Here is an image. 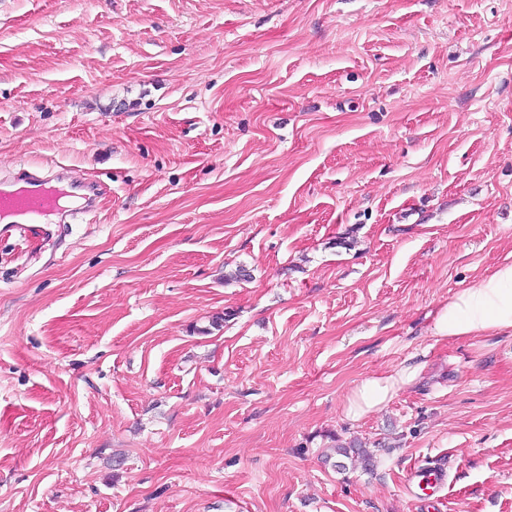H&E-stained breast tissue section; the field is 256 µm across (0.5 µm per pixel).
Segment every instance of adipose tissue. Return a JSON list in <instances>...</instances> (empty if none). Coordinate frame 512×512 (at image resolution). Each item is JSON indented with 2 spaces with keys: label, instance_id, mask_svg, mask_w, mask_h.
Instances as JSON below:
<instances>
[{
  "label": "adipose tissue",
  "instance_id": "adipose-tissue-1",
  "mask_svg": "<svg viewBox=\"0 0 512 512\" xmlns=\"http://www.w3.org/2000/svg\"><path fill=\"white\" fill-rule=\"evenodd\" d=\"M432 332L448 340L512 334V263L498 265L476 285L449 296L434 320ZM417 375V368L403 366L361 380L346 398V417L357 420L383 409Z\"/></svg>",
  "mask_w": 512,
  "mask_h": 512
}]
</instances>
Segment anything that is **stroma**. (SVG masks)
<instances>
[{
	"label": "stroma",
	"mask_w": 512,
	"mask_h": 512,
	"mask_svg": "<svg viewBox=\"0 0 512 512\" xmlns=\"http://www.w3.org/2000/svg\"><path fill=\"white\" fill-rule=\"evenodd\" d=\"M60 164L108 192L0 229V512H424L436 456L512 512V335L430 332L512 261V0H0V174ZM417 375L416 367L403 366L388 374L361 380L346 397V417L358 420L383 409L401 389L412 384ZM334 441L336 444L331 449L336 456L348 459L352 464L358 462L366 472H372L374 470L373 455L362 445V442L355 439L349 442ZM410 483L419 489L443 490L448 484V470L444 462H432L419 467L411 476Z\"/></svg>",
	"instance_id": "obj_1"
}]
</instances>
